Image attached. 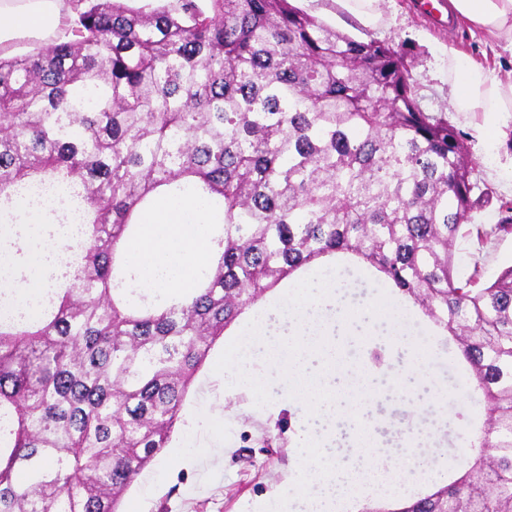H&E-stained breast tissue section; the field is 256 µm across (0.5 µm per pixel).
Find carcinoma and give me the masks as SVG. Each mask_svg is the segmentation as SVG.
Wrapping results in <instances>:
<instances>
[{
  "instance_id": "obj_1",
  "label": "carcinoma",
  "mask_w": 512,
  "mask_h": 512,
  "mask_svg": "<svg viewBox=\"0 0 512 512\" xmlns=\"http://www.w3.org/2000/svg\"><path fill=\"white\" fill-rule=\"evenodd\" d=\"M69 4L47 45L0 49V211L25 180L80 224L39 318H0V512H118L225 330L338 254L448 332L488 405L470 469L392 512H512V267L454 276L479 181L403 52L289 0ZM160 195L213 216L210 272L169 298L127 259ZM501 208L478 242L512 233Z\"/></svg>"
}]
</instances>
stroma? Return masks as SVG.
Instances as JSON below:
<instances>
[{
	"mask_svg": "<svg viewBox=\"0 0 512 512\" xmlns=\"http://www.w3.org/2000/svg\"><path fill=\"white\" fill-rule=\"evenodd\" d=\"M298 9L320 18L357 39H374L402 49L414 92L426 111L445 116L464 134L467 156L480 181L479 201L471 212L475 224L493 225L502 218L500 204L512 200V160L500 151V136L512 124V112H458L451 104L457 73L448 58L456 47L485 69L500 71L512 53L488 42L465 21L447 22L423 11L418 0H378L376 16L365 20L346 0H291ZM512 266V234L478 245L475 236L460 233L455 244L454 274L476 277L479 284L494 280ZM349 302L370 300L380 320L355 318L336 338L343 360V379L368 390L372 407L369 444L390 459L410 453L430 456L444 470L457 471L470 461L472 447L484 429L488 409L482 399L462 405L444 398L430 399L421 410L406 408L395 394L396 365L407 337L425 334L430 355L425 364L432 380L445 388L466 383L467 364L448 348L447 333L437 329L418 306L398 302L393 290L373 281L366 270L341 269ZM293 279H286L249 307L224 333L197 373L181 418L163 452L146 467L124 494L120 512H257L280 493L291 492L299 473L300 444L305 430L297 409L280 405L289 387L257 354L253 371L268 387L271 400L260 406L250 388L228 389L214 367L250 316L278 307ZM194 420V434L184 423ZM357 422L336 411L331 431L320 443L342 474L356 473L361 458Z\"/></svg>",
	"mask_w": 512,
	"mask_h": 512,
	"instance_id": "1",
	"label": "stroma"
}]
</instances>
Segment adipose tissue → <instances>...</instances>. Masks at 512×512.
Segmentation results:
<instances>
[{
  "instance_id": "obj_1",
  "label": "adipose tissue",
  "mask_w": 512,
  "mask_h": 512,
  "mask_svg": "<svg viewBox=\"0 0 512 512\" xmlns=\"http://www.w3.org/2000/svg\"><path fill=\"white\" fill-rule=\"evenodd\" d=\"M448 10L512 51V0H448ZM68 12L67 0H0V45L52 36ZM448 57L462 65L452 98L456 111L512 112V79L485 74L457 48H449ZM66 208L60 194L39 206L17 197L8 213L0 214V294L10 298L11 313L37 316L50 264L59 253L46 238ZM208 217V208L191 198L162 202L141 225L130 251L142 287L174 293L194 286L208 267Z\"/></svg>"
}]
</instances>
